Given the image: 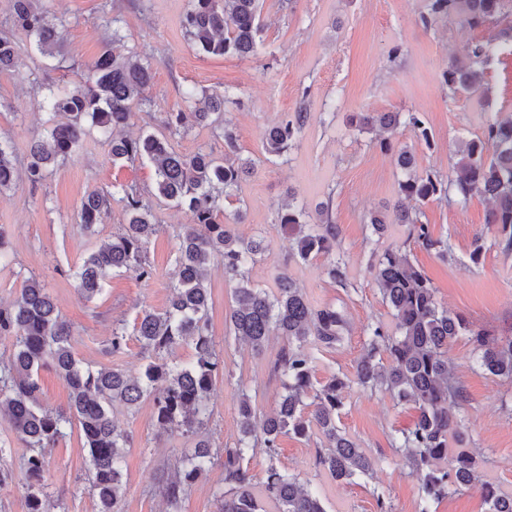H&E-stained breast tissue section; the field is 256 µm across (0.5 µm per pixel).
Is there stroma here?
I'll use <instances>...</instances> for the list:
<instances>
[{
  "instance_id": "35a3bbf8",
  "label": "stroma",
  "mask_w": 512,
  "mask_h": 512,
  "mask_svg": "<svg viewBox=\"0 0 512 512\" xmlns=\"http://www.w3.org/2000/svg\"><path fill=\"white\" fill-rule=\"evenodd\" d=\"M265 27L256 57L239 59L200 55L182 27L188 0H49L66 21L65 53L72 71L52 70L28 40H21L20 73H0V136L11 139L17 156H25L32 139L44 132L41 84L75 79L77 71L99 56L112 29L103 18H123L127 44L153 57L154 83L150 93L154 112L137 113L128 131H161V113L177 108L183 87L235 88L240 104H225L224 120L237 134L241 158L253 160L255 172L242 181L225 214L242 211L235 224L238 236L263 238L264 260L250 269L254 284L277 288L280 274H288L304 288L314 307L343 306L348 330L341 346L327 350L309 346L316 359L315 378L326 382L335 373L354 377L366 353L364 327L390 322L372 274L375 252L405 243V225H389L383 238L372 236L364 222L372 211L392 209L398 199V174L392 153L382 151L377 132L358 130L349 122L356 112L422 113L434 135L433 147L418 144L410 128L399 127L395 147L414 149L417 168L454 178L456 151L461 142L480 136L486 121L512 114V56L492 57L484 69L490 89L488 104L467 94L449 96L441 72L452 53L466 44L485 41L512 26V18L469 28L451 21L427 31L418 22L423 0H261ZM304 104L309 120L298 143L284 159L268 161L263 140L266 129ZM150 163H113L105 144L88 137L82 154L57 170L38 187L19 179L0 195V224L9 233L13 262L0 264V304L13 301L22 276H36L54 298L63 318L74 326L76 356L92 367L120 369L139 375L147 354L133 330L142 308L162 311L167 285L174 271V227L188 223L185 211L163 201L154 208L161 227L150 239L147 257L156 270L149 281L134 272L107 280L94 301L84 300L72 277L73 269L100 240L117 233L126 222L120 205L96 227L83 232L78 213L83 196L92 190L109 191L118 183L153 185ZM295 202L315 210L330 202L339 228L337 255L347 267V285L340 288L325 273V258L307 263L288 261V239L276 222L278 210ZM488 202L479 196L467 205L429 202L423 221L434 235L449 238L452 252L441 258L411 246L410 258L431 279L441 303L470 321L512 336V250L494 243L486 226ZM485 249L471 261L475 238ZM212 294L209 310L216 349L224 358L211 399L212 417L207 435L213 447L230 446L238 438L237 389L247 387L258 415L272 413L281 394L274 362L287 341L272 338L255 352L229 332L231 288L222 266L208 269ZM126 329V344L112 352V330ZM454 378L467 402L462 414L467 436L482 451L476 470L480 481L512 493V388L500 384L475 363L471 345L463 339L448 349ZM415 411L389 396L351 386L346 393L338 426L375 460L372 478L356 482L333 480L315 465L319 436L280 439L278 464L309 481L320 492L327 512H377L374 486L390 494L393 512H419L416 480L391 446L395 431L411 427ZM114 418L130 434L133 448L123 463L126 493L122 512H167L158 491L161 476L193 439L180 433H160L153 403L141 402L134 411L116 406ZM24 443L0 420V469L11 478L0 484V512H28L27 488L21 466ZM44 508L46 512H96L89 482V457L79 429L59 440L47 456ZM224 485V467L215 464L188 495L182 512H218V488Z\"/></svg>"
}]
</instances>
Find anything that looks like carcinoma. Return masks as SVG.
Instances as JSON below:
<instances>
[{
  "instance_id": "carcinoma-1",
  "label": "carcinoma",
  "mask_w": 512,
  "mask_h": 512,
  "mask_svg": "<svg viewBox=\"0 0 512 512\" xmlns=\"http://www.w3.org/2000/svg\"><path fill=\"white\" fill-rule=\"evenodd\" d=\"M512 15V0H424L421 26L430 30L440 22L456 19L470 28ZM122 18L112 17V44L90 64L75 82L41 87L48 114L46 134L27 149L24 176L33 187L43 184L56 167L83 147L88 129L98 131L108 146L112 161H147L155 169L153 189L121 184L114 192L91 191L82 200L79 223L95 232L112 203L122 206L127 224L103 241L77 266L75 277L82 296L93 300L103 291L112 272L133 270L145 281L155 269L147 262L146 247L160 224L152 199H163L184 210L190 223L176 234L175 273L168 305L162 312L144 309L135 319L134 331L142 348L154 355L170 353L189 345V361L149 362L143 372L129 376L113 368H93L76 357L72 325L62 318L47 288L34 276L25 278L19 295L0 306V334L15 336L12 356L0 362V416L29 449L22 470L28 485L29 512H44L42 481L47 454L78 423L88 449L89 475L97 512H121L124 495L121 462L132 438L121 430L113 416L116 404L131 410L144 399L153 403L159 428L197 438L193 454L178 459L173 471L159 485L169 512H182L191 488L218 459H224V487L218 490L220 512H266L263 500L275 504L276 512H327L321 496L276 464L280 438L292 434L310 438L317 433L323 446L316 465L336 480L351 481L373 476L375 461L337 426L351 382L387 393L396 403L416 412L413 426L397 431L393 448L416 479L420 512L472 486L477 453L459 448L448 462V442L461 433L460 409L466 397L448 370V346L467 339L477 362L488 375L512 387V336L494 332L448 312L437 298L431 280L401 247H390L376 256L374 281L390 309L394 327L381 321L366 325V354L357 365L355 380L332 375L326 382L314 380L315 359L305 346L315 343L334 349L346 332V318L334 307L313 308L304 290L290 277H278L277 291L255 287L250 267L265 254L261 239H242L233 225L222 219L224 200L254 172L253 163L238 156L236 133L223 123L224 102L231 95L195 86L182 92L187 109L164 113L165 132H142L136 137L118 133L130 123L134 110L150 109L154 73L150 58L125 46ZM5 25L24 36L54 68L65 69L63 22L43 0H10ZM183 27L198 53L241 59L258 54L263 23L260 0H189ZM492 41L469 44L448 61L441 74L442 85L452 95L489 96L484 66L493 56ZM21 58L9 35H0V71H17ZM308 121V112H294L266 130V154L282 158L296 144ZM360 129L391 133L400 125L413 130L417 140L430 147L433 133L418 112H361L353 116ZM194 126L221 130L224 155L199 151L177 152L171 140ZM379 146L395 152L400 199L392 217L373 213V234L381 235L387 224H406L409 237L419 248L445 258L452 246L435 238L423 223L421 206L450 197L461 205L475 195L491 207L486 224L503 249L512 250V116L488 123L482 135L468 140L457 152L456 178L416 169L415 154L406 148L394 150L389 139ZM18 177L15 147L0 139V193L14 187ZM410 200L414 205L408 206ZM318 221L302 206L290 203L277 214V223L288 232V259L306 263L319 256L329 258L327 278L346 286V264L332 257L339 233L330 215V203L321 205ZM224 266L233 282L234 305L229 314L233 335L260 352L273 336L288 340L275 361L284 393L276 411L258 418L248 391L238 390L240 436L231 447L212 449L202 435L209 420V402L216 376L224 369L217 354L208 317L210 292L206 267ZM51 368L66 383L68 409L52 411L40 403L39 373ZM262 449L270 460L263 484L264 497L253 490V476L245 461ZM486 512H512V494L487 483L480 488Z\"/></svg>"
}]
</instances>
